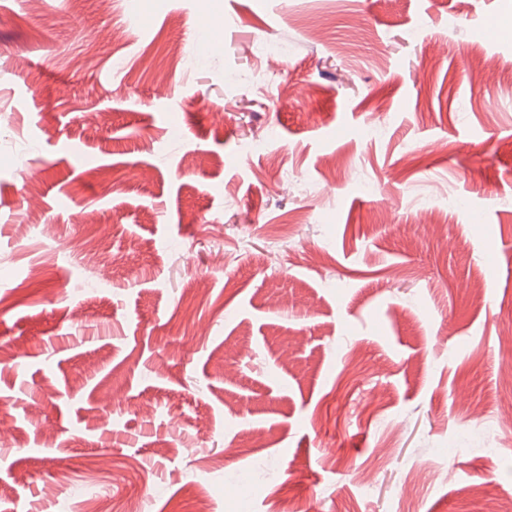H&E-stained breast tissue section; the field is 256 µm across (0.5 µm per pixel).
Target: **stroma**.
Returning <instances> with one entry per match:
<instances>
[{
  "instance_id": "stroma-1",
  "label": "stroma",
  "mask_w": 512,
  "mask_h": 512,
  "mask_svg": "<svg viewBox=\"0 0 512 512\" xmlns=\"http://www.w3.org/2000/svg\"><path fill=\"white\" fill-rule=\"evenodd\" d=\"M510 26L512 0H0V512L512 499ZM173 42L185 66H143Z\"/></svg>"
}]
</instances>
